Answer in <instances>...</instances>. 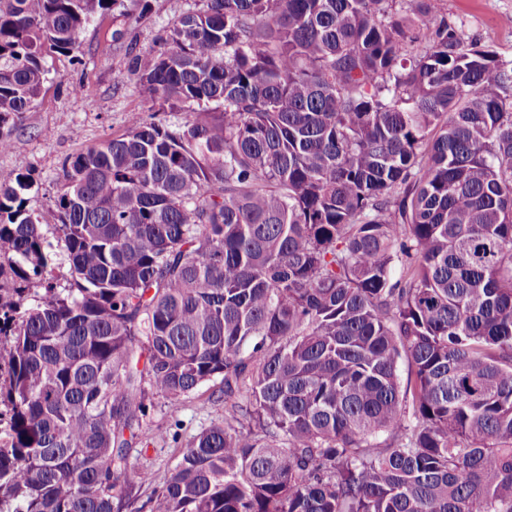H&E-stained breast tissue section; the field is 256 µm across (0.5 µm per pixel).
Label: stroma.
<instances>
[{
	"label": "stroma",
	"mask_w": 512,
	"mask_h": 512,
	"mask_svg": "<svg viewBox=\"0 0 512 512\" xmlns=\"http://www.w3.org/2000/svg\"><path fill=\"white\" fill-rule=\"evenodd\" d=\"M151 6L143 17L135 0H123L122 6L94 18L76 52L45 56L48 81L42 95L31 111L6 126L11 147L0 153L1 179L31 175L30 209H43L58 195L66 157L121 134L131 113L157 119L152 101L130 75L131 59L139 51L158 47L167 27L201 3L151 0ZM444 8L465 41L512 60V0H444ZM76 86L82 87L81 96L73 95ZM218 388V383H206L176 409L157 401L153 426L176 423L179 440L133 449L129 465H147L165 475L176 463L181 444L223 418V402L212 398Z\"/></svg>",
	"instance_id": "1"
}]
</instances>
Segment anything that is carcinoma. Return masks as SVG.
<instances>
[{"label":"carcinoma","mask_w":512,"mask_h":512,"mask_svg":"<svg viewBox=\"0 0 512 512\" xmlns=\"http://www.w3.org/2000/svg\"><path fill=\"white\" fill-rule=\"evenodd\" d=\"M158 112L0 181V512H125L150 425L221 380L150 512H512V60L443 0H202ZM121 0H0V127ZM407 363L400 381L399 361ZM43 236L47 244H50L51 262L48 267V277L59 288H67L70 282V265L68 257L63 249L58 230L53 226L42 228Z\"/></svg>","instance_id":"1"}]
</instances>
